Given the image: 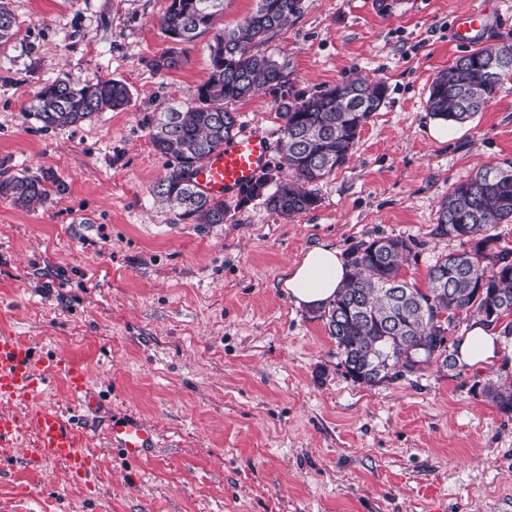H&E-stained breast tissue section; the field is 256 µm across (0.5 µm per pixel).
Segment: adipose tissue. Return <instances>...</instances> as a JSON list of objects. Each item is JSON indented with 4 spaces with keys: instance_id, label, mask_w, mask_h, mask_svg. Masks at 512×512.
Wrapping results in <instances>:
<instances>
[{
    "instance_id": "obj_1",
    "label": "adipose tissue",
    "mask_w": 512,
    "mask_h": 512,
    "mask_svg": "<svg viewBox=\"0 0 512 512\" xmlns=\"http://www.w3.org/2000/svg\"><path fill=\"white\" fill-rule=\"evenodd\" d=\"M347 272L337 249L316 246L291 266L284 286L296 306L318 308L335 298ZM457 350L459 360L471 366L492 363L501 355L495 333L477 320L472 321L470 329L461 336Z\"/></svg>"
}]
</instances>
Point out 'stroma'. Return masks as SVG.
<instances>
[{
    "label": "stroma",
    "mask_w": 512,
    "mask_h": 512,
    "mask_svg": "<svg viewBox=\"0 0 512 512\" xmlns=\"http://www.w3.org/2000/svg\"><path fill=\"white\" fill-rule=\"evenodd\" d=\"M169 0H9L19 29L0 44V181L54 180L42 204L0 195V333L84 369L98 410L71 407L58 378L46 402L72 417L97 460L90 482L59 463L0 456V512H512V417L482 397L512 382V360L346 378L317 310L296 306L289 267L326 244L349 254L381 237L415 240L402 269L424 285L459 239L433 236L454 183L512 157V78L484 112L451 125L426 109L435 75L470 48L457 17L490 10L478 47L512 43V0H305L265 45L298 91L356 76L388 87L348 160L313 186L310 211L253 202L200 225L158 203L168 168L151 143L161 103L191 102L213 33L171 45ZM123 81L122 110L60 129L29 106L57 80ZM241 128L279 142L265 93L233 103ZM142 421L155 446L132 464L110 421Z\"/></svg>",
    "instance_id": "obj_1"
}]
</instances>
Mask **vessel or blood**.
<instances>
[{
    "instance_id": "obj_1",
    "label": "vessel or blood",
    "mask_w": 512,
    "mask_h": 512,
    "mask_svg": "<svg viewBox=\"0 0 512 512\" xmlns=\"http://www.w3.org/2000/svg\"><path fill=\"white\" fill-rule=\"evenodd\" d=\"M490 20L485 11L459 19L455 25L457 42L475 43L477 31ZM271 150L268 132L243 131L196 166L193 181L206 195L234 196L267 167ZM61 376L67 379L70 402L80 407L89 405V382L76 368L62 358L38 353L18 337L0 334V449H19L18 460L26 467L64 463L72 475L88 481L96 468L81 445L78 430L56 406L42 400L52 380ZM108 437L130 462L140 460L154 444L151 429L135 419L112 422Z\"/></svg>"
}]
</instances>
